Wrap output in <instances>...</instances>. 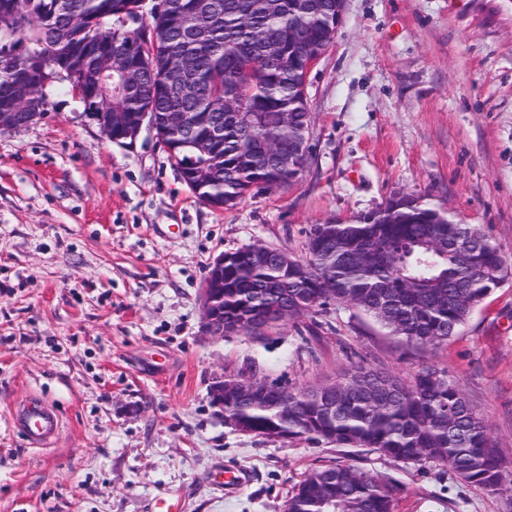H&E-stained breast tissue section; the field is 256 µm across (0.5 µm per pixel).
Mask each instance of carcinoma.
Segmentation results:
<instances>
[{
  "label": "carcinoma",
  "instance_id": "cac0c4a2",
  "mask_svg": "<svg viewBox=\"0 0 512 512\" xmlns=\"http://www.w3.org/2000/svg\"><path fill=\"white\" fill-rule=\"evenodd\" d=\"M204 4V35L186 38L187 6ZM14 39L41 46L57 67H32L24 57L0 66V98L68 81L88 109L120 122L146 109L156 113L164 143L186 185L209 205L229 209L247 193L288 185L300 168L283 165L288 136L308 128L304 94L309 55L332 43L336 0H156L146 44L135 29L116 28L136 14L140 0H9ZM118 34L135 80V93L113 101L119 79H94L108 47L99 25ZM194 79L197 93L181 98L167 90L172 72ZM192 113L185 126L181 116ZM253 112L273 119L262 130V148L239 117ZM208 178L200 185L194 166ZM308 257L291 265L264 263L255 250L224 254V319L260 321L288 306L298 317L329 302L350 305L408 344L436 345L464 325L496 288L492 269L503 252L472 224H450L424 202L378 212L336 232L313 229ZM336 383V407L319 392L288 394V408L259 401L225 409L252 431L278 429L290 439L336 447L368 448L404 464L446 463L461 480L490 492L504 478L490 426L460 384L437 367L421 368L411 383L353 366ZM390 488L375 476L343 464L313 471L288 499V512H393Z\"/></svg>",
  "mask_w": 512,
  "mask_h": 512
}]
</instances>
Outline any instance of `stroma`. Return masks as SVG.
Listing matches in <instances>:
<instances>
[{"instance_id": "1", "label": "stroma", "mask_w": 512, "mask_h": 512, "mask_svg": "<svg viewBox=\"0 0 512 512\" xmlns=\"http://www.w3.org/2000/svg\"><path fill=\"white\" fill-rule=\"evenodd\" d=\"M0 132V512H285L314 469L342 463L393 490L394 512H512V492L445 464L236 431L217 374L295 393L351 365L411 381L446 369L488 421L512 476V275L436 347L405 343L336 303L262 336L211 340L200 288L220 254L253 243L306 259L317 224H356L414 195L473 224L512 268V0H346L306 80L309 153L298 178L217 211L152 133L104 136L78 94ZM37 397L62 419L47 447L13 423ZM245 471L229 489L226 472Z\"/></svg>"}]
</instances>
